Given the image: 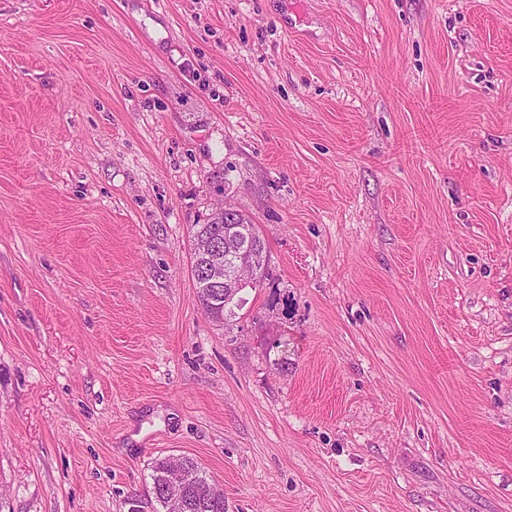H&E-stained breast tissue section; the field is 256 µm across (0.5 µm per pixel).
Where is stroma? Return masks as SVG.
Listing matches in <instances>:
<instances>
[{
	"label": "stroma",
	"instance_id": "35a3bbf8",
	"mask_svg": "<svg viewBox=\"0 0 512 512\" xmlns=\"http://www.w3.org/2000/svg\"><path fill=\"white\" fill-rule=\"evenodd\" d=\"M269 277L204 313L193 225ZM512 512V0H0V512ZM183 461L186 474L179 472L177 476L185 487L188 483L186 508L183 512H224V490L210 479L197 459L184 455ZM170 457L157 458L151 463V486L149 490L144 494L131 493L127 498V503L135 501L143 509L141 512H169V503L172 512H180L182 510V498H173L169 502L168 498L163 495V493L167 492V473Z\"/></svg>",
	"mask_w": 512,
	"mask_h": 512
}]
</instances>
